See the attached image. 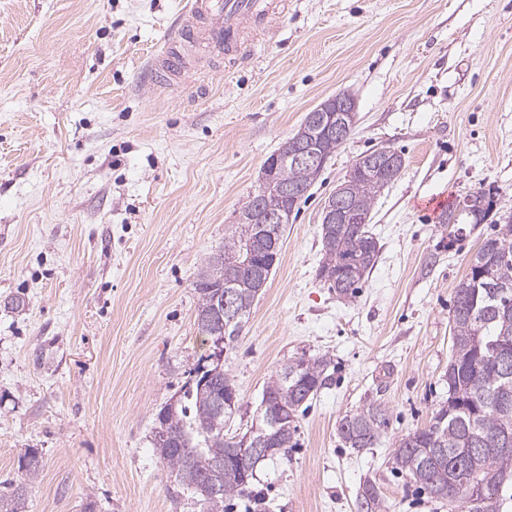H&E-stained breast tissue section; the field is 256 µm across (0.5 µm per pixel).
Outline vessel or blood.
<instances>
[{
	"label": "vessel or blood",
	"instance_id": "1",
	"mask_svg": "<svg viewBox=\"0 0 512 512\" xmlns=\"http://www.w3.org/2000/svg\"><path fill=\"white\" fill-rule=\"evenodd\" d=\"M282 11L280 0H187L164 51L147 68L149 82L179 78L197 49L218 56L233 46L239 56L250 54L256 39L275 34Z\"/></svg>",
	"mask_w": 512,
	"mask_h": 512
}]
</instances>
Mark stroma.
<instances>
[{"instance_id":"stroma-1","label":"stroma","mask_w":512,"mask_h":512,"mask_svg":"<svg viewBox=\"0 0 512 512\" xmlns=\"http://www.w3.org/2000/svg\"><path fill=\"white\" fill-rule=\"evenodd\" d=\"M183 2L0 0V494L32 449L42 469L26 512H203L151 444L203 352L196 274L266 159L346 92L355 129L224 354L236 429L288 359L327 355L336 383L228 512H356L367 479L386 512H448L391 450L447 400L455 290L512 221V0H287L252 58L206 57L174 84L143 85ZM383 145L404 168L374 203L381 250L346 301L316 277L322 208ZM489 188L496 207L455 242L439 212L413 205ZM375 400L390 418L379 443L345 447L338 420Z\"/></svg>"}]
</instances>
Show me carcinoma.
Returning a JSON list of instances; mask_svg holds the SVG:
<instances>
[{
    "mask_svg": "<svg viewBox=\"0 0 512 512\" xmlns=\"http://www.w3.org/2000/svg\"><path fill=\"white\" fill-rule=\"evenodd\" d=\"M276 179L302 198L315 178L309 169L285 165ZM386 188L381 175L364 171L350 182V205L366 218L364 224L321 225L322 259L317 277L343 299L356 291L372 271L381 246L371 230L372 207ZM485 207L474 214L457 199L440 216L439 223L459 227L482 224L496 204V194L486 193ZM256 200L248 197L238 222L224 226V276L214 273V258L197 274L196 315L221 304L229 280L234 288L238 321L230 327L224 347L238 342L248 323L255 299L262 291L253 283L254 265L268 250L269 235L282 242L286 229L276 224L263 234L251 227ZM469 272L455 292L451 323L452 354L448 362V399L433 413L428 425L401 437L392 449L396 469L409 475L421 488L448 502L449 512H497L504 488L512 484V313L498 309L512 303V224H503L487 237L471 256ZM331 360L325 355L288 360L267 382L260 409L246 429L250 442L272 441L267 458L288 456L300 408L332 386ZM213 375L193 370L182 394L169 399L155 414L156 428L181 436L174 446L153 433L152 445L176 485L201 496L206 512H224V501L244 494L260 460L240 455L237 435L229 432L238 409L236 385L223 370ZM384 404L373 401L344 415L337 432L345 446L356 451L373 448L388 428ZM42 460L31 450L21 469L27 482L16 485L9 496H0V512H25L27 483L40 473ZM487 483L493 493L482 502L470 500L464 484ZM378 488L369 480L357 493V512H384Z\"/></svg>",
    "mask_w": 512,
    "mask_h": 512,
    "instance_id": "cac0c4a2",
    "label": "carcinoma"
}]
</instances>
